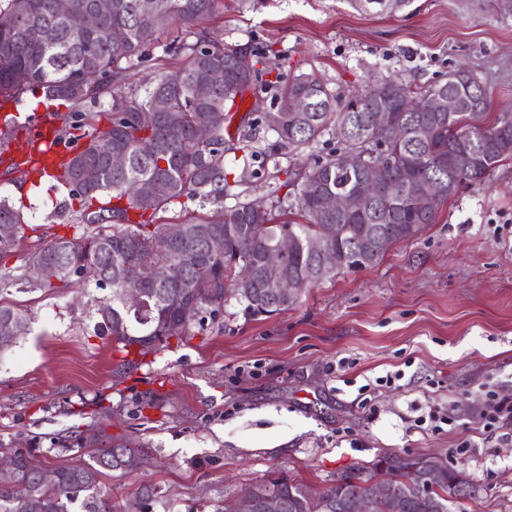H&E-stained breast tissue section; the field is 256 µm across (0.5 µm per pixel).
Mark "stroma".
Masks as SVG:
<instances>
[{"mask_svg":"<svg viewBox=\"0 0 512 512\" xmlns=\"http://www.w3.org/2000/svg\"><path fill=\"white\" fill-rule=\"evenodd\" d=\"M208 26L345 96L373 75L427 86L464 65L491 90L490 115L512 109V12L490 0H413L392 15L348 0H224ZM258 148L272 159L256 179L226 153L234 187L225 207L265 199L334 144L323 138L294 155L263 132ZM16 183L0 162V197L22 211L25 234L0 255L6 272L80 221L67 191L45 180L19 199ZM0 302L33 315L0 354V442L37 439L56 466L78 456L53 443L73 430L126 438L136 465L100 479L116 512H131L145 486L155 490L151 512H222L275 470L320 490L378 457L430 453L480 490L452 512H512V441L483 419L489 394L512 398V157L375 265L341 270L269 317L244 318L228 301L195 336L127 375H115L119 354L76 290L2 285ZM433 406L442 421L429 419Z\"/></svg>","mask_w":512,"mask_h":512,"instance_id":"1","label":"stroma"}]
</instances>
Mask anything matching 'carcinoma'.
<instances>
[{"mask_svg": "<svg viewBox=\"0 0 512 512\" xmlns=\"http://www.w3.org/2000/svg\"><path fill=\"white\" fill-rule=\"evenodd\" d=\"M68 13H58V0H0V17L10 19L13 31L0 30V107L5 102L49 90L67 103L82 106L70 113V120L57 132V140L74 146L69 159L62 160L52 179L66 189L71 199L82 203L81 221L98 225V231H78L71 237L60 236L50 244L28 254L27 260L43 264L41 279L32 281L26 270L5 272L0 281L20 290H44L53 293L73 288L85 281L83 270L94 268L98 278L94 288L111 291L110 299L95 309L97 329L112 337L115 349L129 355L146 357L170 345L172 338L191 335L203 326L202 314L211 315L235 299L246 318L273 315L293 306L298 297L283 301L272 288H264L241 276L247 266L258 270L267 252L284 248V268L290 276L311 274L310 285L336 277L347 264L336 261V254H314L310 239L328 230L338 231L341 246L350 250L366 231L388 240V245L410 241L414 224L424 230L436 223L439 209L450 196L444 194L426 209L417 205L416 193L431 179L452 181L456 188L479 186L498 163L512 157L502 153L496 143L512 141V113L502 112L487 122L491 105L488 88L440 81L427 87L403 81L397 89L409 95L411 109L400 113L403 136L390 142L384 157L372 153L370 134L378 108L393 99L389 94L377 98L367 92L343 96L329 91L312 73L285 75L265 66L264 58L252 56L242 62L238 48L210 38L200 23L223 12L224 0H162L163 14L146 17L140 0H112V10L102 19L109 27L123 31L118 43L99 41L83 25L93 0H67ZM361 12L393 14L409 7L413 0H349ZM163 45L165 54L180 59L178 71L183 82L170 84L167 73L156 72L138 87L128 83L133 72L146 58V50ZM219 64L231 76L256 82L265 75V89L281 99L279 124H270L261 113V126L277 136L279 146L301 153L323 136L336 142L334 153L317 157L289 180L298 187L295 206L288 198L276 197L257 209L250 201L224 209V198L231 185L224 171V153L242 152V168L249 169L259 157L255 143L259 139L256 124H242L237 142L224 137V105L235 102L231 86H210L204 81L206 69ZM445 88L462 102L457 112L430 111V92ZM306 91L315 100L310 112H292L291 97ZM107 126L89 121L88 113L102 105ZM163 103L156 124L141 123L144 110ZM425 125L429 136L416 137L415 127ZM200 126L211 127V137L199 143L195 137ZM126 148V168H113L107 159L114 141ZM463 142L480 155L468 169L448 175V156ZM350 153L355 162L345 167L340 154ZM93 161L99 169L90 185L80 179L79 164ZM381 165L382 182L391 189L390 198L370 201L362 213H336L322 208V194L348 193L367 178L368 164ZM200 205L216 206L210 215L191 217L184 225L193 230L187 241L172 243V254L162 256L152 249L153 239L165 234L167 225L154 224L157 215L168 211L181 199ZM8 224L12 234H0V254L15 249L22 240V216L6 199L0 198V225ZM224 235V252L209 251L199 229ZM141 278L146 292L145 304L132 308L122 296L129 276ZM187 280L190 292L181 286ZM30 317L20 309L0 304V330L21 325L29 328ZM79 448H89L88 459L59 467L53 484L42 483L37 473L21 464L17 480L30 495L41 502L43 512H72L81 502L84 512H112V504L102 497L99 479L121 467L113 455H105L97 446L105 443L120 456L136 450L122 440L101 433L82 437L71 433ZM426 456L395 459L382 457L370 467L341 473L331 486L317 491L301 481L274 472L254 484L258 498L277 495L284 512H350L352 499L370 486L385 484L403 497L405 512H434L433 503L445 504L473 499L479 489L463 471L447 466L428 476L422 463ZM431 481V489L421 493V484ZM0 512H26L11 487L0 483Z\"/></svg>", "mask_w": 512, "mask_h": 512, "instance_id": "obj_1", "label": "carcinoma"}]
</instances>
